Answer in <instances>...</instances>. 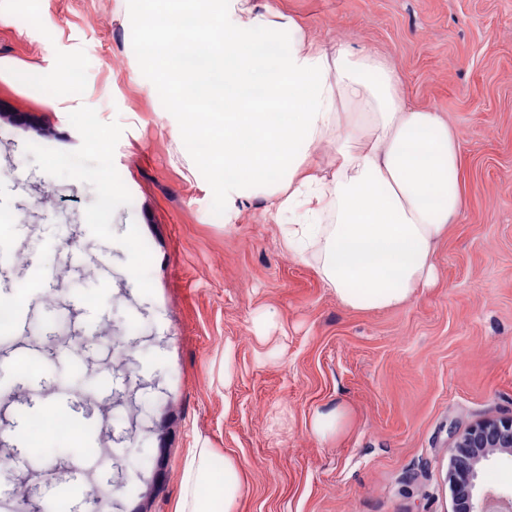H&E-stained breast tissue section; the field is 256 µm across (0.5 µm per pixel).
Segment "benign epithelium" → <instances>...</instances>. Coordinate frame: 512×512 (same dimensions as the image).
Returning <instances> with one entry per match:
<instances>
[{"label":"benign epithelium","instance_id":"1","mask_svg":"<svg viewBox=\"0 0 512 512\" xmlns=\"http://www.w3.org/2000/svg\"><path fill=\"white\" fill-rule=\"evenodd\" d=\"M512 448V416L479 422L453 436L448 483L453 512H512V495L492 489L477 493L479 465L486 449Z\"/></svg>","mask_w":512,"mask_h":512}]
</instances>
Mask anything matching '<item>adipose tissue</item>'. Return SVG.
Returning a JSON list of instances; mask_svg holds the SVG:
<instances>
[{
	"instance_id": "ef3b65f1",
	"label": "adipose tissue",
	"mask_w": 512,
	"mask_h": 512,
	"mask_svg": "<svg viewBox=\"0 0 512 512\" xmlns=\"http://www.w3.org/2000/svg\"><path fill=\"white\" fill-rule=\"evenodd\" d=\"M145 30L177 137L202 141L227 218L253 198L287 216L285 245L313 258L338 302L378 310L434 281L433 245L464 208L459 137L440 113L407 106L396 70L369 47L327 49L255 0H156ZM335 142L330 170L311 152ZM186 457L177 512H237L239 470Z\"/></svg>"
}]
</instances>
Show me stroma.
Returning a JSON list of instances; mask_svg holds the SVG:
<instances>
[{
    "mask_svg": "<svg viewBox=\"0 0 512 512\" xmlns=\"http://www.w3.org/2000/svg\"><path fill=\"white\" fill-rule=\"evenodd\" d=\"M257 2L325 46L377 50L408 103L457 132L465 207L434 285L351 310L288 253L264 198L226 224L128 20L139 0H0V258L19 274L90 225L83 249L112 273L108 291L66 273L35 297L30 335L0 338V387L62 395L72 373L112 374L74 400L98 446L59 450L43 419L25 464L0 447V499L92 482L110 512H176L206 446L214 482L225 458L239 467L237 512H452V432L512 414V0ZM55 72L53 106L38 78ZM71 295L101 310L102 338L59 323ZM338 403L348 426L320 441L312 418Z\"/></svg>",
    "mask_w": 512,
    "mask_h": 512,
    "instance_id": "stroma-1",
    "label": "stroma"
}]
</instances>
